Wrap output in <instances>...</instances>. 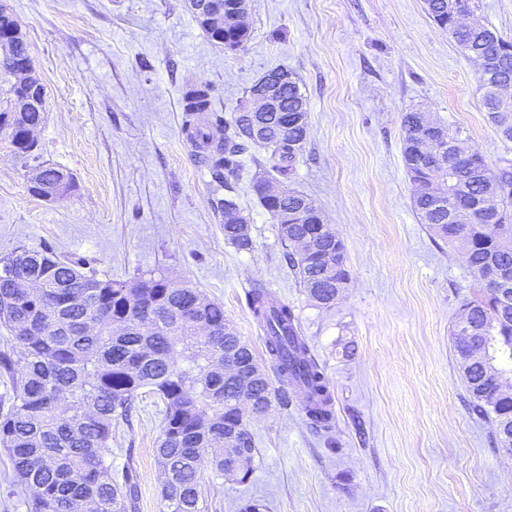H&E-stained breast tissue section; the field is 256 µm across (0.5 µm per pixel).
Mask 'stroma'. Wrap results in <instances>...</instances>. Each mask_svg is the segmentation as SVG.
<instances>
[{"label": "stroma", "instance_id": "1", "mask_svg": "<svg viewBox=\"0 0 512 512\" xmlns=\"http://www.w3.org/2000/svg\"><path fill=\"white\" fill-rule=\"evenodd\" d=\"M27 35L46 87L43 161L75 189L51 202L0 133V257L18 247L84 261L130 279L163 268L222 303L264 356L245 293L263 283L288 303L333 385L338 448L307 426L299 403L248 419L249 482L207 474L208 512H512V454L473 414L451 330L474 281L464 256L412 208L403 113L423 109L491 165L512 160L481 108L477 66L429 18L423 0H252L251 38L211 42L185 0H0ZM294 71L309 136L291 185L343 242L349 281L328 308L298 284L275 224L250 188L261 150L234 181L252 251L224 239L215 180L197 163L180 100L205 83L214 108L240 111L266 71ZM162 403L143 393L112 427V466L134 458L139 512H161L154 448ZM133 456H126V449Z\"/></svg>", "mask_w": 512, "mask_h": 512}]
</instances>
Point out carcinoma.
<instances>
[{
	"instance_id": "obj_1",
	"label": "carcinoma",
	"mask_w": 512,
	"mask_h": 512,
	"mask_svg": "<svg viewBox=\"0 0 512 512\" xmlns=\"http://www.w3.org/2000/svg\"><path fill=\"white\" fill-rule=\"evenodd\" d=\"M433 23L449 35L462 54L485 63L480 81L481 106L488 122L505 141H512V119L494 93V86L512 82V40L492 36V26L461 28L448 19V0H424ZM30 53L24 32L0 45V56ZM277 112L265 113L268 135H252L247 113L227 118L212 107L211 88H192L185 128L198 148L197 157L214 174L217 186L229 188L228 178L243 167L255 146L266 149L265 172L288 180L303 155L309 124L290 126L278 135L283 113L307 103L296 73ZM420 111L402 116V156L412 186V206L420 223L448 245L464 251L482 297L466 302L452 333L459 370L471 398L472 411L495 426V443L504 445L502 426L512 431V397L497 394L493 380L480 366L465 364L468 336L484 339L487 359L504 375L512 372V303L503 305L486 288L483 270L489 264L512 270V165L492 170L481 156H460L443 144L428 159L433 174L416 163L415 144L425 134ZM444 189V206H435L430 177ZM264 178L253 191L277 224L289 250L284 259L300 287L319 306L336 302V285L349 280L343 243L332 228L320 239L298 246L301 226L285 225L280 216L311 198L270 199L262 194ZM482 198V207L463 223L448 222L453 199ZM224 240L239 250L253 248L251 229L236 224L237 204L219 200ZM246 302L264 334L269 365L251 385L259 409L276 400L292 402L294 388L308 426L317 434L335 423L330 380L312 355L293 309L269 289L255 284ZM224 307L190 283L157 269L132 280L102 279L83 270L79 261L63 260L52 252L20 247L0 259V375L12 394L0 405V449L9 460L10 484L26 493L5 504L25 512H82L91 503L95 512H137L139 472L133 450L120 470L112 469V424L129 422L143 390L164 404L155 448L165 477L162 512H207L200 495L206 472L227 474L245 482L255 457L253 436L238 410V388L224 380ZM240 346L239 359L249 368L258 363L242 337H229ZM276 376L280 387L273 386ZM238 429V442H224V424ZM247 453L233 468L227 448Z\"/></svg>"
}]
</instances>
